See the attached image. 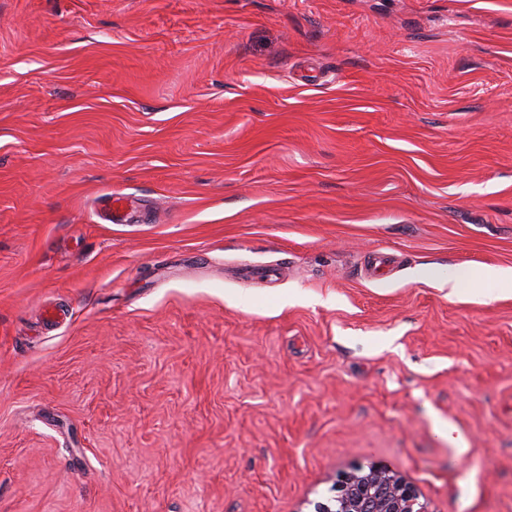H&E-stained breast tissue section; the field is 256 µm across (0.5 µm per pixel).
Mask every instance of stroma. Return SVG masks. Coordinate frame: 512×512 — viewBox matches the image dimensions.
I'll list each match as a JSON object with an SVG mask.
<instances>
[{
	"mask_svg": "<svg viewBox=\"0 0 512 512\" xmlns=\"http://www.w3.org/2000/svg\"><path fill=\"white\" fill-rule=\"evenodd\" d=\"M508 265L512 0H0V512H512ZM473 277L476 276L472 271L448 269V273L446 272V274L441 272L435 273L434 281H436L441 287H448V299H451L460 295ZM332 492L314 512H426L415 489L380 466L342 476Z\"/></svg>",
	"mask_w": 512,
	"mask_h": 512,
	"instance_id": "stroma-1",
	"label": "stroma"
}]
</instances>
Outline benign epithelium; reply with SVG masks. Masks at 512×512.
Returning a JSON list of instances; mask_svg holds the SVG:
<instances>
[{
	"mask_svg": "<svg viewBox=\"0 0 512 512\" xmlns=\"http://www.w3.org/2000/svg\"><path fill=\"white\" fill-rule=\"evenodd\" d=\"M332 492L314 512H426L415 489L380 466L341 477Z\"/></svg>",
	"mask_w": 512,
	"mask_h": 512,
	"instance_id": "obj_1",
	"label": "benign epithelium"
}]
</instances>
